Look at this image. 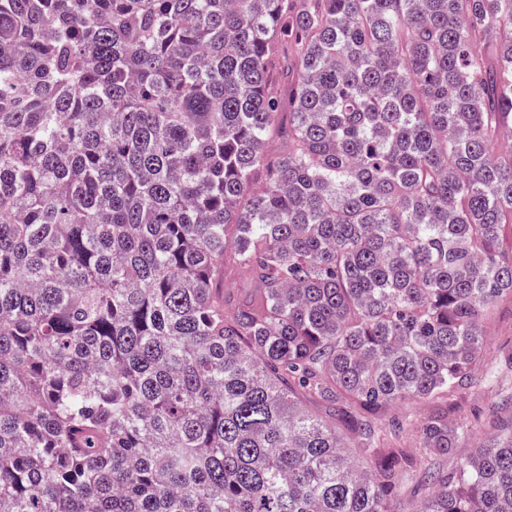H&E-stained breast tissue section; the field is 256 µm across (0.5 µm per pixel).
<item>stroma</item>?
I'll list each match as a JSON object with an SVG mask.
<instances>
[{
  "instance_id": "35a3bbf8",
  "label": "stroma",
  "mask_w": 512,
  "mask_h": 512,
  "mask_svg": "<svg viewBox=\"0 0 512 512\" xmlns=\"http://www.w3.org/2000/svg\"><path fill=\"white\" fill-rule=\"evenodd\" d=\"M486 344L482 357L473 367L474 384L459 388L452 396L434 400H406L393 403L368 414L358 407L342 401L320 402L314 409L324 417L333 419L345 438H352L348 425L352 418H369L382 426L422 419L442 414L449 426L467 427L448 455L437 458L436 467L442 473L455 474L461 463L487 437L496 433L497 425L512 420V297L499 298L492 307L485 324ZM386 448L400 452L411 462L410 471L399 485L394 497L397 512H416L420 500L431 489L422 481L424 464L418 442L411 432L390 436Z\"/></svg>"
}]
</instances>
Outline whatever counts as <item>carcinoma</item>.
Returning a JSON list of instances; mask_svg holds the SVG:
<instances>
[{
    "label": "carcinoma",
    "mask_w": 512,
    "mask_h": 512,
    "mask_svg": "<svg viewBox=\"0 0 512 512\" xmlns=\"http://www.w3.org/2000/svg\"><path fill=\"white\" fill-rule=\"evenodd\" d=\"M506 129L512 0H0V512H395L407 461L303 400L467 378ZM423 482L512 512V424Z\"/></svg>",
    "instance_id": "1"
}]
</instances>
